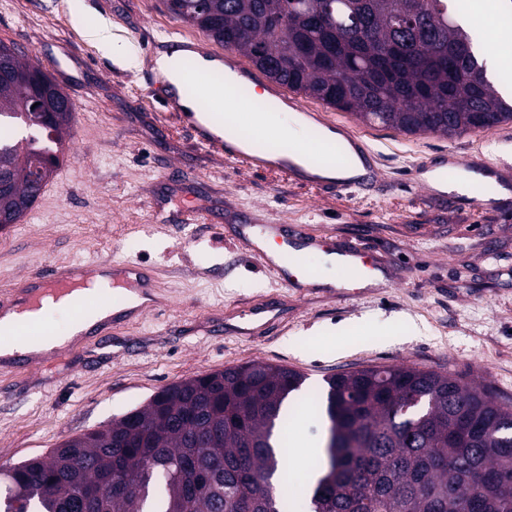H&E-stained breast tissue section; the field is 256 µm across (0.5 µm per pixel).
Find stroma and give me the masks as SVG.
Wrapping results in <instances>:
<instances>
[{"label":"stroma","mask_w":512,"mask_h":512,"mask_svg":"<svg viewBox=\"0 0 512 512\" xmlns=\"http://www.w3.org/2000/svg\"><path fill=\"white\" fill-rule=\"evenodd\" d=\"M77 9L106 22L114 54L74 27ZM175 34L201 38L162 0H0V42L50 73L76 107L48 191L0 230V286L57 261L138 260L156 279L145 315L38 362L0 360V464L99 429L170 384L254 361L304 374L307 391L342 371L415 365L512 402V205H440L406 182L411 163L447 150L501 173L512 161V122L406 135L327 108L375 153L381 183L369 195L326 196L194 146L178 111L151 92L148 49ZM128 47L138 67L124 63ZM194 206L209 209L208 221L181 219ZM241 217L300 224L337 250L370 251L386 282L345 296L284 287L234 238ZM258 303L275 309L233 331Z\"/></svg>","instance_id":"35a3bbf8"}]
</instances>
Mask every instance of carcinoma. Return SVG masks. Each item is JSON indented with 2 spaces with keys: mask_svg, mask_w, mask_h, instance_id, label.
<instances>
[{
  "mask_svg": "<svg viewBox=\"0 0 512 512\" xmlns=\"http://www.w3.org/2000/svg\"><path fill=\"white\" fill-rule=\"evenodd\" d=\"M267 78L369 124L446 136L512 121L448 0H165ZM11 56L0 76V224L32 208L73 108ZM49 114L37 121L35 101ZM33 129L8 136L4 125ZM303 376L254 362L174 383L106 427L0 469V512H512V406L450 372L368 367L326 380L327 423L296 504L283 488Z\"/></svg>",
  "mask_w": 512,
  "mask_h": 512,
  "instance_id": "1",
  "label": "carcinoma"
}]
</instances>
